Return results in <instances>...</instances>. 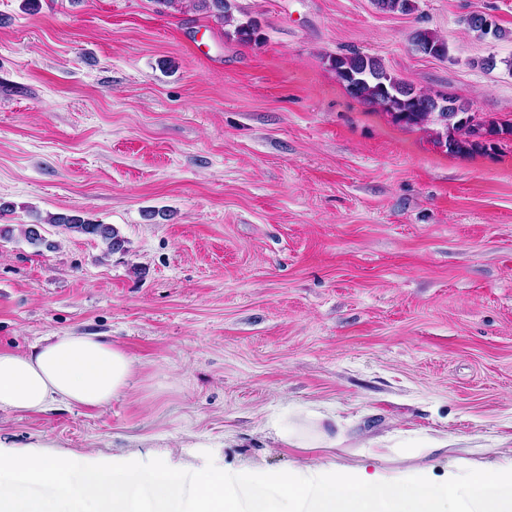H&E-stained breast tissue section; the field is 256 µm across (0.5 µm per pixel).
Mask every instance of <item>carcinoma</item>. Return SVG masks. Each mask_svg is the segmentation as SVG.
<instances>
[{
	"mask_svg": "<svg viewBox=\"0 0 512 512\" xmlns=\"http://www.w3.org/2000/svg\"><path fill=\"white\" fill-rule=\"evenodd\" d=\"M164 8L181 12L189 7L205 11L224 25L234 26V35L243 43L261 40L260 26L255 20L235 22L232 0H155ZM384 13H410L415 10L414 0H373ZM468 28L480 36L495 39L505 37L497 24L488 25L483 15L466 18ZM416 50L435 59L448 57L447 41L437 33L418 30L413 34ZM330 66L338 80L354 97L388 111L397 123L411 127L433 126L434 143L452 154H469L493 150L501 145L503 136H512V119L502 122L488 121L471 112L458 111L461 100L448 94H432L415 90L390 73L377 58L351 52L330 58ZM36 223L50 224L68 232L97 239L104 246V255L125 250L127 240L112 224L97 223L78 213L50 214L37 217ZM25 241L37 251L52 250L56 244L45 237L35 236L30 225L20 229Z\"/></svg>",
	"mask_w": 512,
	"mask_h": 512,
	"instance_id": "obj_1",
	"label": "carcinoma"
}]
</instances>
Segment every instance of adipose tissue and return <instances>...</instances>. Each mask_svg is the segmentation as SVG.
<instances>
[{"instance_id": "adipose-tissue-1", "label": "adipose tissue", "mask_w": 512, "mask_h": 512, "mask_svg": "<svg viewBox=\"0 0 512 512\" xmlns=\"http://www.w3.org/2000/svg\"><path fill=\"white\" fill-rule=\"evenodd\" d=\"M133 359L98 336L65 334L26 351L0 349V410L100 408L128 387Z\"/></svg>"}]
</instances>
